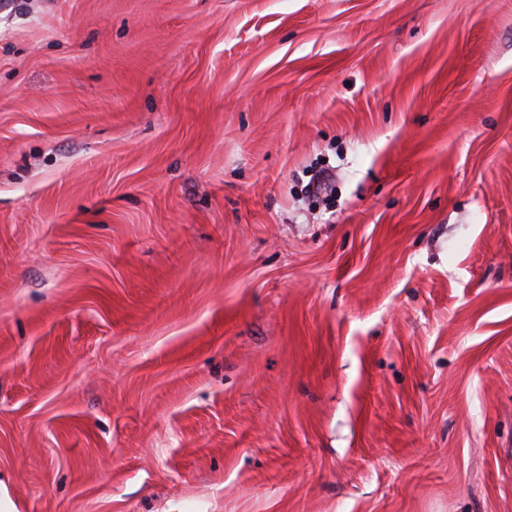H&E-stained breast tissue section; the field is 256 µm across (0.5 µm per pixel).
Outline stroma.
<instances>
[{
    "instance_id": "1",
    "label": "stroma",
    "mask_w": 512,
    "mask_h": 512,
    "mask_svg": "<svg viewBox=\"0 0 512 512\" xmlns=\"http://www.w3.org/2000/svg\"><path fill=\"white\" fill-rule=\"evenodd\" d=\"M0 512H512V0H0Z\"/></svg>"
}]
</instances>
